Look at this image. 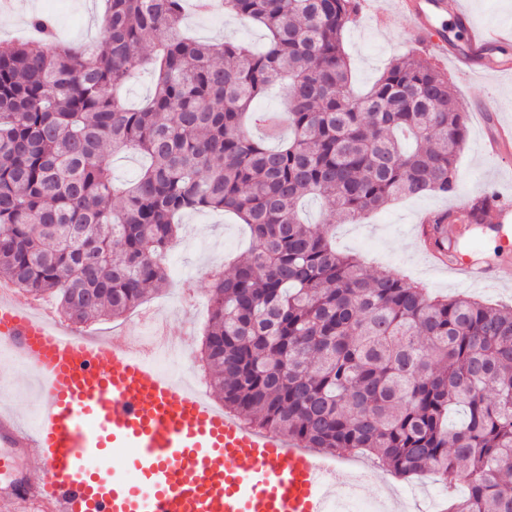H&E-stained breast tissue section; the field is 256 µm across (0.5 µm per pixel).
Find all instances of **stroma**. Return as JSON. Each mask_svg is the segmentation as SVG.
Returning a JSON list of instances; mask_svg holds the SVG:
<instances>
[{
  "label": "stroma",
  "mask_w": 512,
  "mask_h": 512,
  "mask_svg": "<svg viewBox=\"0 0 512 512\" xmlns=\"http://www.w3.org/2000/svg\"><path fill=\"white\" fill-rule=\"evenodd\" d=\"M13 11L0 16V41H23L29 38L24 15L27 3H34L36 12L51 15L55 20L59 40L73 44L101 39L96 19L103 8V0H15ZM183 30L186 34L207 40L213 37L244 42L260 48L265 44L264 32L257 24L227 15L187 13ZM342 41L352 70L355 89L369 88L382 74L385 66L402 56L425 58V51L412 39L408 22L393 17L389 26L377 28L367 19L366 11H358L353 22L343 31ZM431 64L448 75L450 89L457 99L483 101L486 96L498 97L503 107L502 116L512 119V77L479 78L458 73L453 64L435 58ZM460 187L473 191L484 185L512 192V166L486 158L481 149V128L470 122L468 139L458 156ZM457 202L456 197L429 195L402 198L386 208L371 213L360 222L340 224L336 227V246L339 250L355 252L365 257L369 267L393 270L406 279L423 284L432 292L455 296H473L492 304H512V254L501 253L490 247L491 233H480V243L473 252L474 261L494 267L498 279L492 283L464 285L444 272L441 266L427 258L419 249V220L423 214L448 209ZM181 229L171 243L166 267L169 285L162 292L146 298L140 307L122 318H102L83 324L86 332L107 338L131 331L143 312L150 311L170 323L172 337L183 342L185 360L172 361L174 371L189 378L201 372L199 353L208 321V308L198 305L186 307L178 284L193 279L199 297H206L212 271L228 270L233 258L250 245L247 228L228 212L198 211L181 215ZM335 461L348 474L350 482L358 485L361 497L372 498L378 492L375 481L379 474L369 456L342 450ZM402 493L405 512H435L434 506L448 495L464 496V486L455 491L447 489L429 478L407 481L396 479Z\"/></svg>",
  "instance_id": "1"
}]
</instances>
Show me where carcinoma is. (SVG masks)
Here are the masks:
<instances>
[{
	"mask_svg": "<svg viewBox=\"0 0 512 512\" xmlns=\"http://www.w3.org/2000/svg\"><path fill=\"white\" fill-rule=\"evenodd\" d=\"M256 22L261 50L181 32L187 0H106L104 39L0 44V279L51 295L76 325L119 318L167 282L162 257L186 211H224L252 246L213 275L201 348L224 408L300 448L372 454L402 476L448 486L446 512H512V307L432 294L336 250L396 197L459 191L467 115L448 76L391 61L356 95L342 32L357 0H222ZM149 61L153 92L120 89ZM280 84L290 136H253L256 99ZM149 159L128 183L109 154ZM323 222L298 216L307 199ZM464 217L428 221L433 249ZM465 486L464 497L451 489Z\"/></svg>",
	"mask_w": 512,
	"mask_h": 512,
	"instance_id": "carcinoma-1",
	"label": "carcinoma"
}]
</instances>
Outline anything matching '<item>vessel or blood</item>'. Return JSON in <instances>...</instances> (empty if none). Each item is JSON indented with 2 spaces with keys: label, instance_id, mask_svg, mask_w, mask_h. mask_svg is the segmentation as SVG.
I'll return each mask as SVG.
<instances>
[{
  "label": "vessel or blood",
  "instance_id": "obj_1",
  "mask_svg": "<svg viewBox=\"0 0 512 512\" xmlns=\"http://www.w3.org/2000/svg\"><path fill=\"white\" fill-rule=\"evenodd\" d=\"M415 39L473 73L512 71L492 57L503 37L474 27L463 0H394ZM462 22L456 45L445 17ZM487 156L512 159V127H483ZM504 248L512 199L483 191ZM448 270L464 284L491 280L463 253ZM0 349L38 381L34 426L0 408V512H329L333 467L286 437L251 428L179 377L155 369L129 337L75 338L0 293ZM36 464L29 476L20 460Z\"/></svg>",
  "mask_w": 512,
  "mask_h": 512
}]
</instances>
